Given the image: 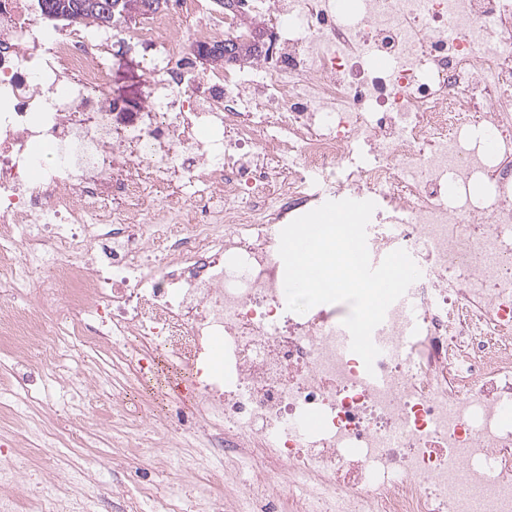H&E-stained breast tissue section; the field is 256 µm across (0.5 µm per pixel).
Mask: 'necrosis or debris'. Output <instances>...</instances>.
<instances>
[{
    "instance_id": "1",
    "label": "necrosis or debris",
    "mask_w": 512,
    "mask_h": 512,
    "mask_svg": "<svg viewBox=\"0 0 512 512\" xmlns=\"http://www.w3.org/2000/svg\"><path fill=\"white\" fill-rule=\"evenodd\" d=\"M33 2L0 0V512H139L172 456L200 512H512V0H172L110 30ZM249 22L257 61L198 71ZM120 41L151 53L136 112ZM329 195L376 203L372 264L421 271L370 373L342 310L286 307L280 232ZM161 358L188 380L154 429L124 393ZM40 378L111 398L135 492L27 462L69 442ZM142 48L130 50L114 59L110 70V93L123 100L132 110H139L145 102L147 75L143 67Z\"/></svg>"
}]
</instances>
